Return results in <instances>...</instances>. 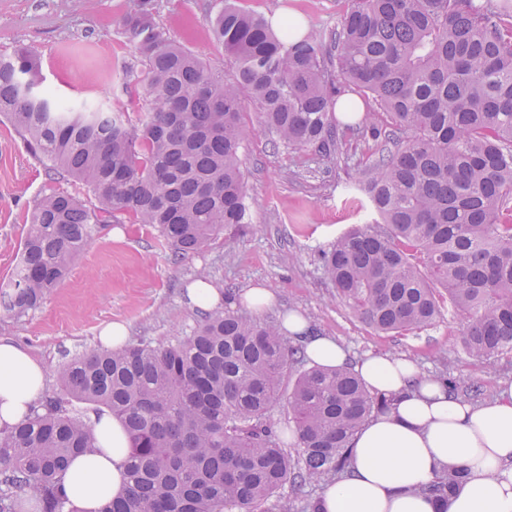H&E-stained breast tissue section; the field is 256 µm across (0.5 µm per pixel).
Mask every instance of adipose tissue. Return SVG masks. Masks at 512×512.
<instances>
[{
    "mask_svg": "<svg viewBox=\"0 0 512 512\" xmlns=\"http://www.w3.org/2000/svg\"><path fill=\"white\" fill-rule=\"evenodd\" d=\"M297 313L280 332L304 335L312 362L353 367L365 386L392 396L391 408L367 420L350 441L346 473L320 496L322 512H512V383L495 398L473 404L450 396L411 359L394 354L351 361L333 336H311ZM44 365L11 340L0 338V427L31 415L45 388ZM98 452L75 456L66 494L78 512H98L128 486V435L117 418L102 416L95 428ZM465 477L447 505L421 489L449 469Z\"/></svg>",
    "mask_w": 512,
    "mask_h": 512,
    "instance_id": "obj_1",
    "label": "adipose tissue"
}]
</instances>
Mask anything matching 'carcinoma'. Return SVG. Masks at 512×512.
<instances>
[{
    "label": "carcinoma",
    "mask_w": 512,
    "mask_h": 512,
    "mask_svg": "<svg viewBox=\"0 0 512 512\" xmlns=\"http://www.w3.org/2000/svg\"><path fill=\"white\" fill-rule=\"evenodd\" d=\"M129 2L122 27L147 89L135 122L119 103L59 107L38 91L25 48L0 58V115L93 196L35 202L1 310L37 308L118 214L156 226L177 256L248 223L242 96L278 141L329 158L381 135L333 121L335 97L353 85L391 128L359 181L381 225L343 234L322 256L336 296L386 333L427 327L446 305L465 318L470 356L512 354V0H351L339 28L303 36L213 0L210 29L237 63L229 80L164 36L154 0ZM58 378L62 392L28 422L0 428V512H24L26 499L39 512H75L66 470L94 451L106 412L130 437V485L99 512H222L227 502L261 512L288 482L343 472L353 434L392 404L347 369L308 364L275 324L231 310L163 348L141 340L75 356ZM284 399L294 456L268 422ZM463 479L450 470L421 492L446 502Z\"/></svg>",
    "instance_id": "carcinoma-1"
}]
</instances>
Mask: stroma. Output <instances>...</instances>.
Segmentation results:
<instances>
[{"label": "stroma", "mask_w": 512, "mask_h": 512, "mask_svg": "<svg viewBox=\"0 0 512 512\" xmlns=\"http://www.w3.org/2000/svg\"><path fill=\"white\" fill-rule=\"evenodd\" d=\"M207 0H155V22L167 38L231 78L236 63L209 32ZM244 10L268 15L294 9L309 27L333 29L350 0H238ZM127 0H0V53L25 47L39 61L45 89L62 102L111 107L137 103L143 85L127 86L118 73L140 61L120 26ZM246 136L240 149L251 221L225 225L201 251L175 255L158 229L130 219L109 224L70 263L61 283L36 310L15 318L0 312V338L25 348L46 369V394L58 392L57 368L71 357L99 351L97 336L112 321L125 322L131 341L156 347L191 331L202 317L186 296L206 277L230 296L261 285L276 305L264 311L280 321L296 310L314 332L340 339L351 359L391 352L418 360L430 376L480 386V402L491 401L501 382L512 381V355L478 359L463 349L462 317L442 314L430 326L403 335L382 333L339 300L324 278L319 258L336 238L371 224L369 206L348 201L359 162L374 149L366 139L351 159L322 160L274 142L251 100L242 103ZM65 191L89 201L87 187L49 171L10 123H0V285L16 265L40 196Z\"/></svg>", "instance_id": "35a3bbf8"}]
</instances>
